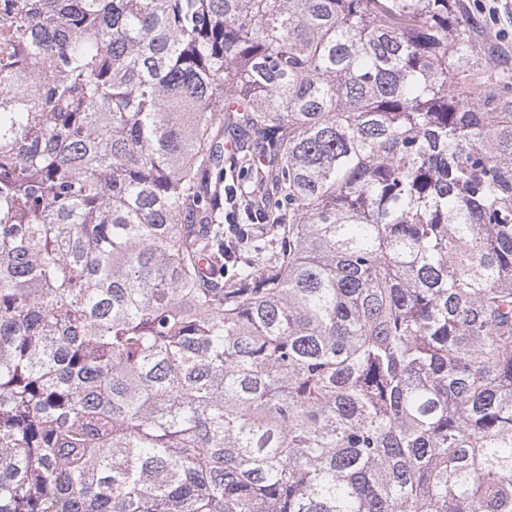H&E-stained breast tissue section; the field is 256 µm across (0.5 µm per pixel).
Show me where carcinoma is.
I'll use <instances>...</instances> for the list:
<instances>
[{"label": "carcinoma", "mask_w": 512, "mask_h": 512, "mask_svg": "<svg viewBox=\"0 0 512 512\" xmlns=\"http://www.w3.org/2000/svg\"><path fill=\"white\" fill-rule=\"evenodd\" d=\"M7 9L0 512H512V73L457 0ZM230 163L276 223L226 274Z\"/></svg>", "instance_id": "carcinoma-1"}]
</instances>
